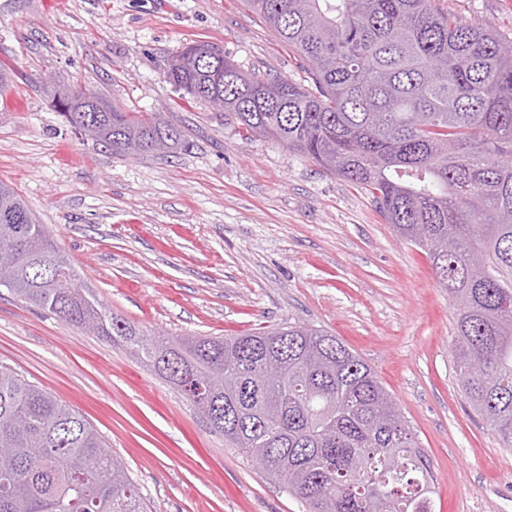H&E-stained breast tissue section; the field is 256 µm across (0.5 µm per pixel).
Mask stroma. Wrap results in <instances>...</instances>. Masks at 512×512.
<instances>
[{"mask_svg":"<svg viewBox=\"0 0 512 512\" xmlns=\"http://www.w3.org/2000/svg\"><path fill=\"white\" fill-rule=\"evenodd\" d=\"M512 38V0H436ZM192 41L248 73L309 84L307 64L247 0H0V183L46 225L78 277L141 330L234 336L305 323L373 368L431 463L433 512H512V448L466 404L454 309L427 255L364 189L183 99L166 79ZM75 85L161 112L186 150L112 155L52 103ZM0 365L78 410L151 512H304L190 401L96 332L0 288Z\"/></svg>","mask_w":512,"mask_h":512,"instance_id":"1","label":"stroma"}]
</instances>
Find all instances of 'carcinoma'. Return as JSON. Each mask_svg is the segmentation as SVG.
<instances>
[{
	"mask_svg": "<svg viewBox=\"0 0 512 512\" xmlns=\"http://www.w3.org/2000/svg\"><path fill=\"white\" fill-rule=\"evenodd\" d=\"M433 0H249L310 66L314 89L259 79L206 41L168 80L220 99L245 132L368 191L427 253L456 307L452 357L468 407L512 448V38L451 22ZM70 125L113 154H175L183 131L75 87L54 94ZM0 286L98 335L181 391L229 446L308 512H423L429 460L373 369L306 324L240 336L144 332L77 278L45 225L0 184ZM481 258L474 269L473 256ZM221 387L204 390L209 379ZM0 512H147L111 446L79 413L0 366Z\"/></svg>",
	"mask_w": 512,
	"mask_h": 512,
	"instance_id": "cac0c4a2",
	"label": "carcinoma"
}]
</instances>
